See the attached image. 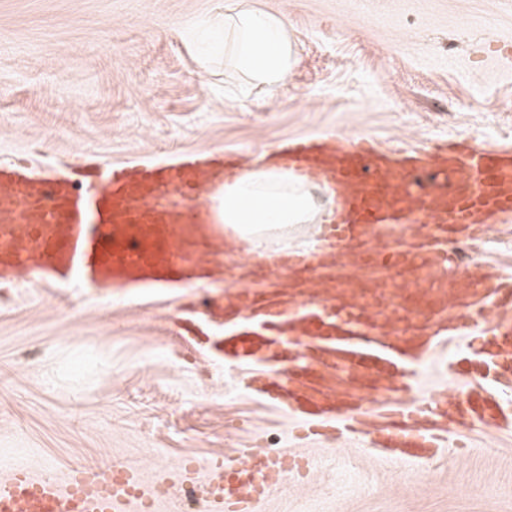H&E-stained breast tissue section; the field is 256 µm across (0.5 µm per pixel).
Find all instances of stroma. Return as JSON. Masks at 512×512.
Instances as JSON below:
<instances>
[{
	"label": "stroma",
	"mask_w": 512,
	"mask_h": 512,
	"mask_svg": "<svg viewBox=\"0 0 512 512\" xmlns=\"http://www.w3.org/2000/svg\"><path fill=\"white\" fill-rule=\"evenodd\" d=\"M284 16L298 64L274 98L234 99L237 77L202 28L224 0H0V162L112 163L171 150L255 159L334 130L390 145L512 146V0H249ZM461 267L512 274V220ZM204 287L58 301L20 285L0 300V461L64 468L119 458L146 473L259 438L318 466L266 512H512V430L474 423L435 461L366 446L330 455L247 397L176 334ZM467 444L458 452L457 441Z\"/></svg>",
	"instance_id": "stroma-1"
}]
</instances>
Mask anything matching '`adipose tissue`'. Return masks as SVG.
Returning <instances> with one entry per match:
<instances>
[{
	"label": "adipose tissue",
	"instance_id": "adipose-tissue-1",
	"mask_svg": "<svg viewBox=\"0 0 512 512\" xmlns=\"http://www.w3.org/2000/svg\"><path fill=\"white\" fill-rule=\"evenodd\" d=\"M224 48V61L241 78L243 97L253 92L285 93L297 63V52L282 15L231 0L224 7V24L211 35ZM216 222L244 242L249 252L269 257L271 250H291L288 227L315 223L318 199L309 182L281 163L248 168L226 181L213 205Z\"/></svg>",
	"mask_w": 512,
	"mask_h": 512
}]
</instances>
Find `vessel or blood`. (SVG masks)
Segmentation results:
<instances>
[{
  "instance_id": "obj_1",
  "label": "vessel or blood",
  "mask_w": 512,
  "mask_h": 512,
  "mask_svg": "<svg viewBox=\"0 0 512 512\" xmlns=\"http://www.w3.org/2000/svg\"><path fill=\"white\" fill-rule=\"evenodd\" d=\"M277 157L333 192L331 223L316 225L311 250L257 266L259 287L181 306L180 336L208 363L240 367L246 393L335 451L360 438L399 460L431 459L449 421L512 422V407L485 389L461 399L453 365L422 398L406 377L481 321L480 358L512 384V276L485 266L448 276L454 235L512 218V148L395 147L327 131L285 139ZM216 162L182 151L120 164L85 156L51 172L0 165V287L71 282L101 301L212 276L231 240L210 199L237 173ZM311 469L257 443L152 478L114 460L42 472L16 461L0 470V512H180L172 488L199 481L203 512H264Z\"/></svg>"
}]
</instances>
